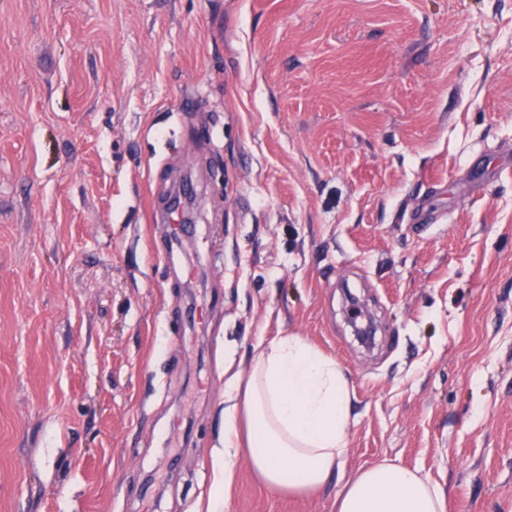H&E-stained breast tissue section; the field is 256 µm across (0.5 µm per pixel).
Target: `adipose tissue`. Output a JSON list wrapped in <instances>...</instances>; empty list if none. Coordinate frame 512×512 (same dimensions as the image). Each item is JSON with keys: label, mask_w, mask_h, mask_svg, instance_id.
I'll return each mask as SVG.
<instances>
[{"label": "adipose tissue", "mask_w": 512, "mask_h": 512, "mask_svg": "<svg viewBox=\"0 0 512 512\" xmlns=\"http://www.w3.org/2000/svg\"><path fill=\"white\" fill-rule=\"evenodd\" d=\"M350 393L342 369L305 338L258 343L246 381L224 391V448L208 505L220 512L239 458L277 492L311 493L333 474L346 448ZM337 512H445V494L419 472L381 462L356 474Z\"/></svg>", "instance_id": "1"}]
</instances>
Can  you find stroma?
<instances>
[{"mask_svg":"<svg viewBox=\"0 0 512 512\" xmlns=\"http://www.w3.org/2000/svg\"><path fill=\"white\" fill-rule=\"evenodd\" d=\"M290 335L345 376L341 465L238 460L222 512L383 459L512 512V0H0V512H189L226 373Z\"/></svg>","mask_w":512,"mask_h":512,"instance_id":"1","label":"stroma"}]
</instances>
